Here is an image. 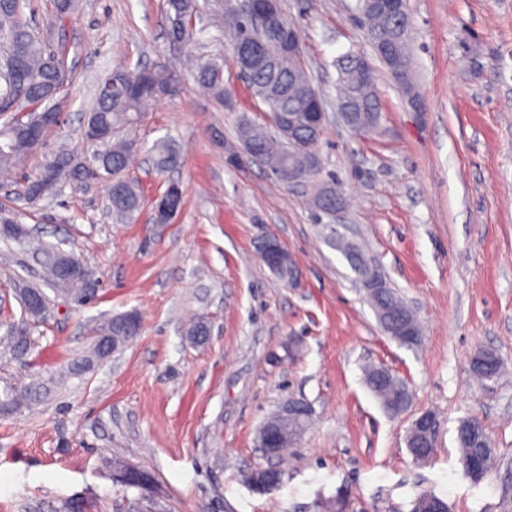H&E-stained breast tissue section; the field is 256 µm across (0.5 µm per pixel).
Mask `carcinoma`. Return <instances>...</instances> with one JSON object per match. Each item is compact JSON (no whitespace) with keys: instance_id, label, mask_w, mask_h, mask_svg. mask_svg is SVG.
<instances>
[{"instance_id":"carcinoma-1","label":"carcinoma","mask_w":512,"mask_h":512,"mask_svg":"<svg viewBox=\"0 0 512 512\" xmlns=\"http://www.w3.org/2000/svg\"><path fill=\"white\" fill-rule=\"evenodd\" d=\"M80 0H53V16L45 20L43 31L34 34V22L27 15L29 0H0V102L5 101L15 108L6 114L0 125V166H17L43 145L47 132L57 125V96L68 80V70L62 55L56 53L49 43L54 19L66 18L79 11ZM199 17L197 0H166V31L178 29L175 43L188 40L195 30ZM222 34L227 36L229 48H234L244 34L261 39L266 46L267 59L257 62L251 69L248 87L253 96L266 108L272 119L278 113L288 111L295 118L305 112V100L301 84L309 81L302 67L300 56H291L281 46L269 39L262 30L240 16V7L234 0H224ZM367 38L378 43L384 38L394 42L396 51L409 58L406 38L395 33L394 20L373 10L365 16ZM357 55L347 53L336 60L339 71L338 98L356 99L363 104L364 111L358 119L362 128L370 131L380 118V105L376 85L363 81ZM232 63L231 57L222 55L198 56L187 60L185 71L195 86L205 95L232 112L235 103L224 85V66ZM171 78L167 71L141 63L131 65L119 63L103 74L98 81L97 93L88 112L82 138H99L94 150L87 157L60 147L40 173L27 179L20 186L19 199L33 203L53 197L57 190L73 182L82 170H90V178L110 179L115 173H123L134 154L131 142L114 140L111 132L122 126L136 123L152 101L167 94ZM238 136L244 148L258 150L260 160L267 164L273 174L287 166L303 167L305 152L288 151V139L284 130L265 131L250 121L238 123ZM154 170L163 175L176 170L182 162L178 146L170 139L156 141L148 150ZM142 209V195L138 186L124 180V186L112 193L109 213L121 221L135 220ZM43 255L45 279L53 290L73 295V284L60 275V266L68 253L54 245L38 248ZM15 294L20 300L22 318L33 325L48 321L52 308L45 292L28 282L15 285ZM373 309L378 323L392 327L407 321L418 327L414 315L405 310V303L387 287L375 297ZM104 334L107 345L126 342L120 319L112 318L98 328ZM5 342L18 358L31 350V336L6 333ZM368 389L381 401L384 408L397 413L401 410L398 400L408 394V385L382 367H371L365 372ZM43 385L29 384L23 388L7 386L0 396V410L8 412L21 403L37 399ZM461 459L466 474L475 482L486 478L494 466L490 437L477 419L461 421L457 429ZM414 460L425 462L434 453L435 440L406 441ZM411 512H449L448 502L431 491H423L413 501Z\"/></svg>"}]
</instances>
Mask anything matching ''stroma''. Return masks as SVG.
I'll return each instance as SVG.
<instances>
[{"label": "stroma", "mask_w": 512, "mask_h": 512, "mask_svg": "<svg viewBox=\"0 0 512 512\" xmlns=\"http://www.w3.org/2000/svg\"><path fill=\"white\" fill-rule=\"evenodd\" d=\"M163 4L81 0L56 26L70 78L47 151L85 150L96 80L119 60L174 77V94L119 133L140 147L125 171L142 191L138 219L110 216L102 181L31 205L17 199L15 175H0V208L100 281L91 303L54 297L24 359L0 342V390L47 384L37 401L0 414V512H411L426 489L451 512H512V0H407L421 112L374 54L357 0H283L326 98L316 153L345 199L333 215L313 207L307 186L231 162L239 121L263 126L267 115L230 66L235 111L197 92L166 40ZM349 51L375 74L381 114L367 133L336 112V60ZM163 137L181 149L173 178L185 202L171 223L154 224L166 180L143 150ZM268 238L293 255V282L261 261ZM340 238L362 248L415 312L416 344L383 332ZM39 274L28 249L0 241V320H19L13 284ZM127 312L140 317V334L93 358L96 328ZM197 317L210 329L202 343L187 334ZM480 347L502 359L497 379L475 377ZM369 363L407 382L404 412H387L366 388ZM291 397L311 404L313 421L283 457L267 458L257 430ZM425 411L440 428L420 463L405 439ZM470 417L497 460L479 483L457 443ZM111 456L149 471L156 492L117 482ZM272 464L282 472L277 490L243 482L244 470Z\"/></svg>", "instance_id": "stroma-1"}]
</instances>
